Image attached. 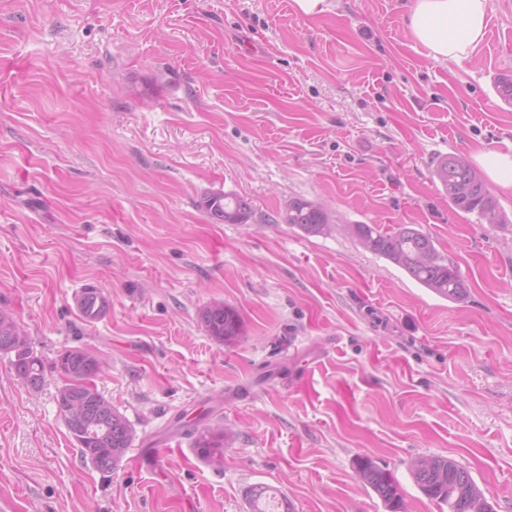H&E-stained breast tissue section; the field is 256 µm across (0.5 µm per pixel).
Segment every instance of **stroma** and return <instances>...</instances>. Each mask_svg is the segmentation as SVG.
<instances>
[{
	"label": "stroma",
	"instance_id": "1",
	"mask_svg": "<svg viewBox=\"0 0 512 512\" xmlns=\"http://www.w3.org/2000/svg\"><path fill=\"white\" fill-rule=\"evenodd\" d=\"M413 0H0V307L45 365L33 391L0 355V502L9 512H247L268 484L294 512H385L370 457L406 512H441L408 466L446 456L512 512V222L451 209L433 158L512 144V0H488L458 64L407 27ZM234 192L246 224L198 208ZM335 223L412 224L454 261L438 297L350 234L272 218L288 200ZM110 300L88 323L75 297ZM234 308L231 346L204 305ZM67 347L155 472L83 463L55 402ZM223 420L224 460L185 427ZM200 322L207 336L224 346L233 345L241 335L238 313L224 302L214 301L205 305L200 312ZM356 469L360 477L382 501L386 512H405L401 486L390 470L381 468L368 457L357 459Z\"/></svg>",
	"mask_w": 512,
	"mask_h": 512
}]
</instances>
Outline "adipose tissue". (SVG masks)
<instances>
[{"mask_svg": "<svg viewBox=\"0 0 512 512\" xmlns=\"http://www.w3.org/2000/svg\"><path fill=\"white\" fill-rule=\"evenodd\" d=\"M486 16L487 0H415L407 25L433 59L458 64L482 42Z\"/></svg>", "mask_w": 512, "mask_h": 512, "instance_id": "1", "label": "adipose tissue"}]
</instances>
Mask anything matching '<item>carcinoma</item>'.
<instances>
[{
    "mask_svg": "<svg viewBox=\"0 0 512 512\" xmlns=\"http://www.w3.org/2000/svg\"><path fill=\"white\" fill-rule=\"evenodd\" d=\"M431 175L442 187L449 205L475 216L480 224H509L507 214L485 181L460 155L435 159ZM199 206L219 224H245L250 209L235 193H206ZM275 224H289L312 236H323L336 229L328 211L319 203L292 199L272 219ZM349 233L366 249L402 268L414 281L438 296L458 302L466 295L467 284L458 267L444 257L434 241L411 224H399L389 230L381 224H350ZM77 308L88 322L103 318L109 309L108 297L94 286L83 288L76 298ZM200 322L212 340L230 346L241 335L240 317L235 309L220 301L205 305ZM0 354L9 358L13 372L32 390L45 381L44 362L11 313L0 308ZM56 366L66 378L58 389L57 403L66 427L83 461L102 473L118 469L135 430L112 401L97 388L94 378L101 370V359L84 348H67L56 358ZM199 457L214 465L224 455V425L215 423L189 431ZM360 477L382 501L386 512H405L401 486L393 473L372 459L356 461ZM411 476L419 490L430 500L448 507V512H494V506L472 478L455 460L443 456L423 457L414 461ZM248 512H293L287 500L276 502L271 487L257 484L245 493Z\"/></svg>",
    "mask_w": 512,
    "mask_h": 512,
    "instance_id": "cac0c4a2",
    "label": "carcinoma"
}]
</instances>
